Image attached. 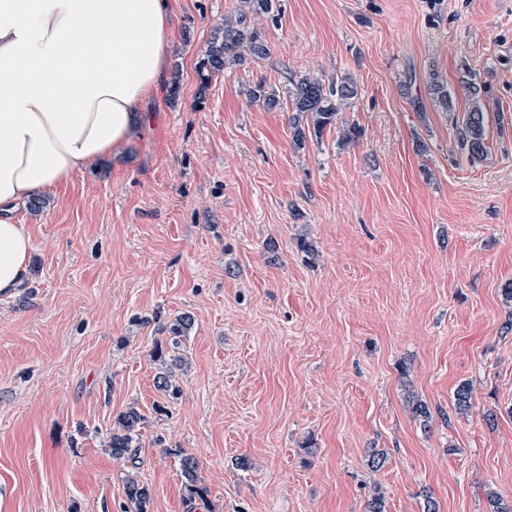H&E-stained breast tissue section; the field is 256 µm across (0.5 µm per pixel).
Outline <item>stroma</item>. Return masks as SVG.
<instances>
[{
    "label": "stroma",
    "mask_w": 512,
    "mask_h": 512,
    "mask_svg": "<svg viewBox=\"0 0 512 512\" xmlns=\"http://www.w3.org/2000/svg\"><path fill=\"white\" fill-rule=\"evenodd\" d=\"M171 2L177 95L17 213L32 249L0 297V512H125L106 445L132 406L149 512L511 503L512 0H282L261 24L270 54L206 83L202 52L240 0ZM306 74L358 95L298 150L290 109L246 92ZM472 83L487 126L475 164L452 120ZM185 312L168 402L153 355ZM178 448L205 500L189 501Z\"/></svg>",
    "instance_id": "obj_1"
}]
</instances>
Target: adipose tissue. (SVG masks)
<instances>
[{
	"mask_svg": "<svg viewBox=\"0 0 512 512\" xmlns=\"http://www.w3.org/2000/svg\"><path fill=\"white\" fill-rule=\"evenodd\" d=\"M171 33L170 0H0V295L29 271L15 209L129 142Z\"/></svg>",
	"mask_w": 512,
	"mask_h": 512,
	"instance_id": "ef3b65f1",
	"label": "adipose tissue"
}]
</instances>
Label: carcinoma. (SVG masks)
<instances>
[{
	"label": "carcinoma",
	"mask_w": 512,
	"mask_h": 512,
	"mask_svg": "<svg viewBox=\"0 0 512 512\" xmlns=\"http://www.w3.org/2000/svg\"><path fill=\"white\" fill-rule=\"evenodd\" d=\"M240 2L241 8L235 14L224 17V23L215 30L207 44L205 57L201 59L198 67L204 84L213 74H220L230 66L242 65L250 58L259 59L270 54L268 42L261 28L254 25V20L263 16L278 22V17L274 14L275 0ZM479 94L480 89L471 87V104L463 113L462 119H457L454 123L458 146L472 162L483 160L487 154L486 118ZM357 95L358 89L352 82L332 81L327 84L323 79L310 75L292 83L284 100L277 91L266 89L262 83L249 90L250 101L267 110L279 108L285 101L289 102L291 111L295 112L292 117L293 143L298 149L305 144L302 118L309 119L314 134L320 135L336 124L340 107ZM193 324L194 319L188 313L175 318L169 326L173 348H179L181 338L188 335ZM156 361L160 362V372L155 377L157 389L171 397L177 396V372L183 370V356L176 353L166 359L158 353ZM145 423L144 415L136 407L129 408L119 416L107 443L112 460L120 461L132 469L138 468L141 430ZM176 456L180 475L190 498H203L206 489L200 485V465L197 458L181 450L176 452ZM124 494L134 512H148L151 492L138 477L133 475L126 478Z\"/></svg>",
	"instance_id": "carcinoma-1"
}]
</instances>
